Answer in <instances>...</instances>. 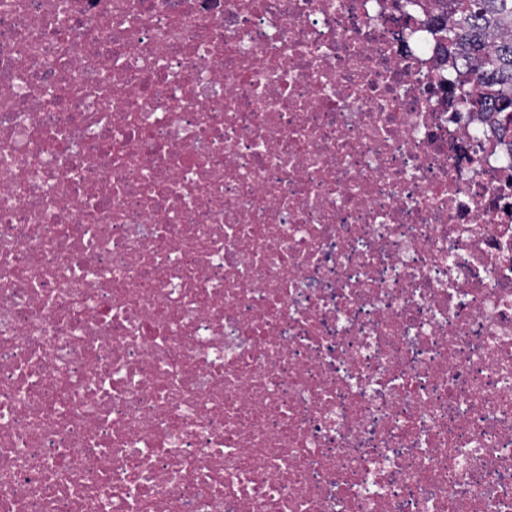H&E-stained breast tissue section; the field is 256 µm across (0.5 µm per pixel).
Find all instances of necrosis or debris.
<instances>
[{
	"label": "necrosis or debris",
	"mask_w": 512,
	"mask_h": 512,
	"mask_svg": "<svg viewBox=\"0 0 512 512\" xmlns=\"http://www.w3.org/2000/svg\"><path fill=\"white\" fill-rule=\"evenodd\" d=\"M425 0H0V512H512V156Z\"/></svg>",
	"instance_id": "1"
}]
</instances>
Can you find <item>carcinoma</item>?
<instances>
[{
    "label": "carcinoma",
    "mask_w": 512,
    "mask_h": 512,
    "mask_svg": "<svg viewBox=\"0 0 512 512\" xmlns=\"http://www.w3.org/2000/svg\"><path fill=\"white\" fill-rule=\"evenodd\" d=\"M440 53L462 73L478 112H507L512 122V0H430Z\"/></svg>",
    "instance_id": "carcinoma-1"
}]
</instances>
